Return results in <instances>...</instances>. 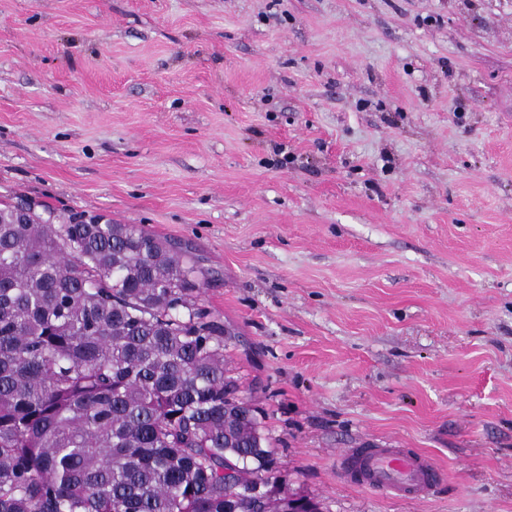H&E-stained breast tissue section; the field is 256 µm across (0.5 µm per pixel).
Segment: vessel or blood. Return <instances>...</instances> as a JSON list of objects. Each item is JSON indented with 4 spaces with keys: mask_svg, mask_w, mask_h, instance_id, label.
Segmentation results:
<instances>
[{
    "mask_svg": "<svg viewBox=\"0 0 512 512\" xmlns=\"http://www.w3.org/2000/svg\"><path fill=\"white\" fill-rule=\"evenodd\" d=\"M337 468L355 485L413 500L430 496L441 478L439 468L423 453L378 445L343 449Z\"/></svg>",
    "mask_w": 512,
    "mask_h": 512,
    "instance_id": "1",
    "label": "vessel or blood"
}]
</instances>
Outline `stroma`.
<instances>
[{
  "mask_svg": "<svg viewBox=\"0 0 512 512\" xmlns=\"http://www.w3.org/2000/svg\"><path fill=\"white\" fill-rule=\"evenodd\" d=\"M186 249L321 512H512V0H0V201ZM429 455L426 500L336 453Z\"/></svg>",
  "mask_w": 512,
  "mask_h": 512,
  "instance_id": "obj_1",
  "label": "stroma"
}]
</instances>
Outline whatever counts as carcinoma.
Segmentation results:
<instances>
[{
  "label": "carcinoma",
  "mask_w": 512,
  "mask_h": 512,
  "mask_svg": "<svg viewBox=\"0 0 512 512\" xmlns=\"http://www.w3.org/2000/svg\"><path fill=\"white\" fill-rule=\"evenodd\" d=\"M0 206V512H293L186 252Z\"/></svg>",
  "instance_id": "cac0c4a2"
}]
</instances>
